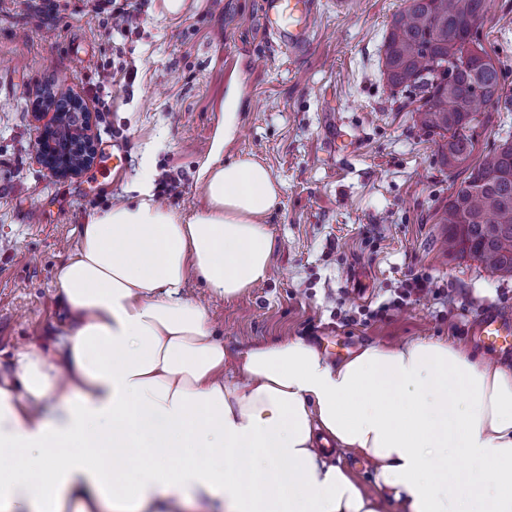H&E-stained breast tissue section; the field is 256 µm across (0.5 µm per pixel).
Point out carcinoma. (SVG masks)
I'll return each instance as SVG.
<instances>
[{
    "instance_id": "obj_1",
    "label": "carcinoma",
    "mask_w": 512,
    "mask_h": 512,
    "mask_svg": "<svg viewBox=\"0 0 512 512\" xmlns=\"http://www.w3.org/2000/svg\"><path fill=\"white\" fill-rule=\"evenodd\" d=\"M494 0H405L383 44L382 74L391 90L418 103L416 124L439 137L442 165L463 169L439 216L446 252L473 258L512 278V137L478 165L468 164L486 107L500 102L503 70L486 51L481 22Z\"/></svg>"
}]
</instances>
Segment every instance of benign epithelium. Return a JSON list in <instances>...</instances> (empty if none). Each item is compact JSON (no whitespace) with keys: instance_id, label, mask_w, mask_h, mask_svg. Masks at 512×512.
<instances>
[{"instance_id":"7a95c632","label":"benign epithelium","mask_w":512,"mask_h":512,"mask_svg":"<svg viewBox=\"0 0 512 512\" xmlns=\"http://www.w3.org/2000/svg\"><path fill=\"white\" fill-rule=\"evenodd\" d=\"M38 118L43 125L38 129L37 155L50 174L72 178L95 163L97 149L88 126L71 123V113L54 105L38 113Z\"/></svg>"}]
</instances>
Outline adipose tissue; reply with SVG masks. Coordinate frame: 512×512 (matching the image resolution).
<instances>
[{
	"label": "adipose tissue",
	"mask_w": 512,
	"mask_h": 512,
	"mask_svg": "<svg viewBox=\"0 0 512 512\" xmlns=\"http://www.w3.org/2000/svg\"><path fill=\"white\" fill-rule=\"evenodd\" d=\"M223 150L192 217L155 201L148 167L87 218L57 271L58 355L0 370V512H512V368L445 337L228 358L186 285L231 300L267 279L280 185ZM329 445L372 464L377 495Z\"/></svg>",
	"instance_id": "obj_1"
}]
</instances>
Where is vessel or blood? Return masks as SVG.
I'll list each match as a JSON object with an SVG mask.
<instances>
[{
    "label": "vessel or blood",
    "mask_w": 512,
    "mask_h": 512,
    "mask_svg": "<svg viewBox=\"0 0 512 512\" xmlns=\"http://www.w3.org/2000/svg\"><path fill=\"white\" fill-rule=\"evenodd\" d=\"M313 9V0H263L262 24L297 56L311 46ZM473 334L490 350H512V316L487 312L477 321Z\"/></svg>",
    "instance_id": "1"
}]
</instances>
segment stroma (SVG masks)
<instances>
[{
    "mask_svg": "<svg viewBox=\"0 0 512 512\" xmlns=\"http://www.w3.org/2000/svg\"><path fill=\"white\" fill-rule=\"evenodd\" d=\"M263 0H131L114 26L112 0H0V367L48 345L66 318L57 267L87 217L133 198L144 166L157 199L185 217L204 204L197 170L222 126L224 160L267 165L282 194L265 222L271 274L226 300L188 283L229 355L300 336L347 357L369 344L447 337L482 352L471 331L495 310L512 315V279L441 249L437 214L463 175L443 167L407 100L380 73L382 45L403 0H356L339 17L314 0L308 53L261 30ZM483 43L506 73L470 159L512 132V0H495ZM81 98L99 153L126 146L122 172L96 162L51 176L36 158L35 101L45 87ZM437 295L399 303L406 279Z\"/></svg>",
    "mask_w": 512,
    "mask_h": 512,
    "instance_id": "obj_1",
    "label": "stroma"
}]
</instances>
